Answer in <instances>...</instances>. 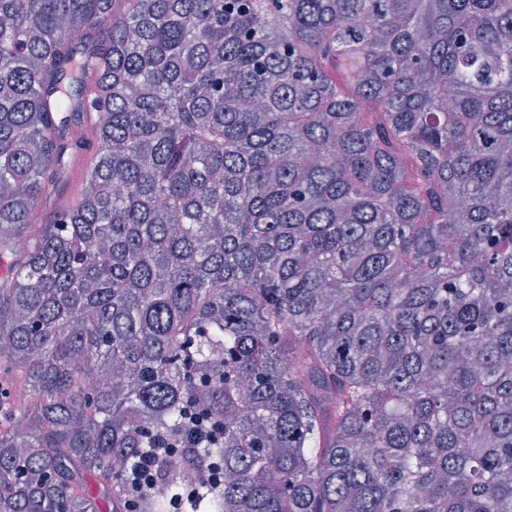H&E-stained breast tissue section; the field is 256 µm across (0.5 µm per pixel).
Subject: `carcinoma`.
<instances>
[{"label": "carcinoma", "instance_id": "carcinoma-1", "mask_svg": "<svg viewBox=\"0 0 512 512\" xmlns=\"http://www.w3.org/2000/svg\"><path fill=\"white\" fill-rule=\"evenodd\" d=\"M129 2L0 0V512H512V0Z\"/></svg>", "mask_w": 512, "mask_h": 512}]
</instances>
